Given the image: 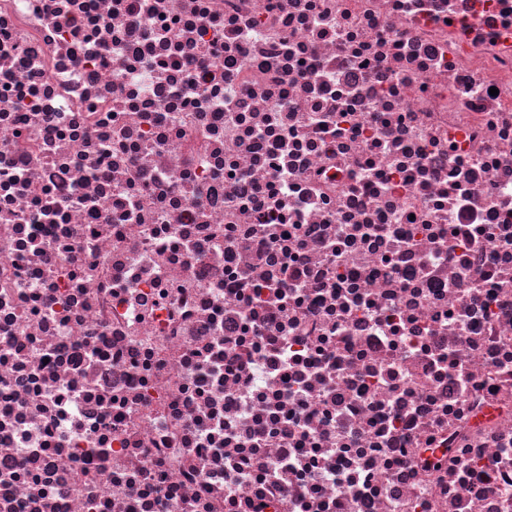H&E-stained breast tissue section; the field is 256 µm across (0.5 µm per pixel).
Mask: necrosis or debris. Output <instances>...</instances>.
I'll list each match as a JSON object with an SVG mask.
<instances>
[{
    "label": "necrosis or debris",
    "mask_w": 512,
    "mask_h": 512,
    "mask_svg": "<svg viewBox=\"0 0 512 512\" xmlns=\"http://www.w3.org/2000/svg\"><path fill=\"white\" fill-rule=\"evenodd\" d=\"M0 512H512V0H0Z\"/></svg>",
    "instance_id": "1"
}]
</instances>
